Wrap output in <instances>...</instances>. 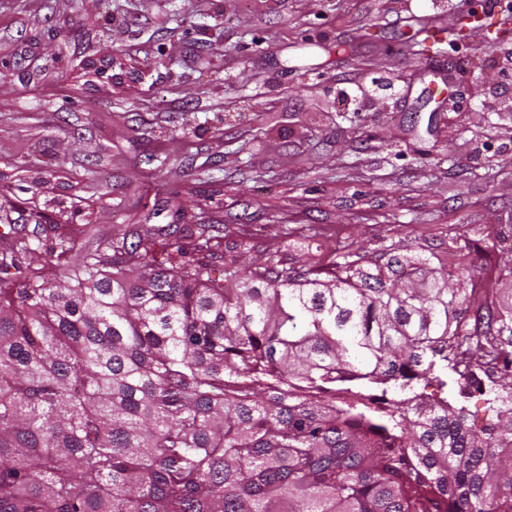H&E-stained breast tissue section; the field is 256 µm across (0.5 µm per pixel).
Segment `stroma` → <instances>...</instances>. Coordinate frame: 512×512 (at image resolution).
<instances>
[{
	"label": "stroma",
	"instance_id": "stroma-1",
	"mask_svg": "<svg viewBox=\"0 0 512 512\" xmlns=\"http://www.w3.org/2000/svg\"><path fill=\"white\" fill-rule=\"evenodd\" d=\"M448 40L414 52L418 21ZM448 0H0V252L212 224L323 265L449 235L512 244V60Z\"/></svg>",
	"mask_w": 512,
	"mask_h": 512
}]
</instances>
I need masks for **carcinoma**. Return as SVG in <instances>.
Segmentation results:
<instances>
[{
  "mask_svg": "<svg viewBox=\"0 0 512 512\" xmlns=\"http://www.w3.org/2000/svg\"><path fill=\"white\" fill-rule=\"evenodd\" d=\"M191 236L68 237L0 287V512H512V302L459 236L452 275L406 238L218 272Z\"/></svg>",
  "mask_w": 512,
  "mask_h": 512,
  "instance_id": "1",
  "label": "carcinoma"
}]
</instances>
